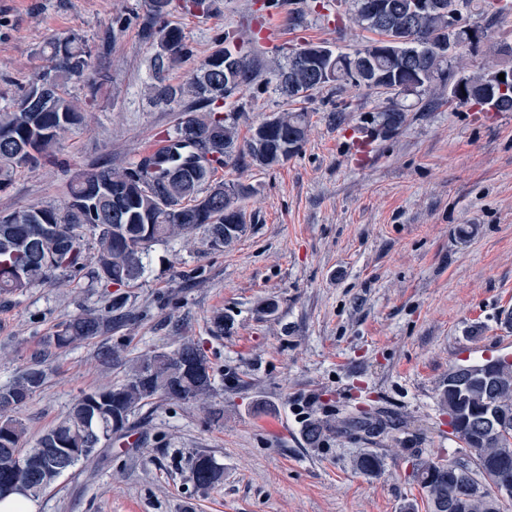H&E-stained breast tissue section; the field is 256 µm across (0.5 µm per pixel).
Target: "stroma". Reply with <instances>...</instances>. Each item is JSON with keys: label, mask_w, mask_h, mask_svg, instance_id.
Segmentation results:
<instances>
[{"label": "stroma", "mask_w": 512, "mask_h": 512, "mask_svg": "<svg viewBox=\"0 0 512 512\" xmlns=\"http://www.w3.org/2000/svg\"><path fill=\"white\" fill-rule=\"evenodd\" d=\"M215 6L178 16L192 54L171 82H184L224 34L263 62L309 42L349 52L372 38L352 0H279L266 40L252 31L257 0ZM147 12V0H0V106L41 70L39 48L53 36H82L110 75L97 95L72 89L87 123L62 142L71 170L128 165L175 121L147 92L157 51L142 32ZM294 13L304 16L296 29ZM469 23L485 35L463 55L468 71L511 66L498 49L512 44V14ZM239 103L243 137L290 107L261 76ZM383 104L373 90L327 86L304 103L310 127L298 155L272 169L225 167L224 181L252 188L242 202L247 233L221 250L200 237L153 246L149 274L126 291L133 317L112 334L66 350L44 345L81 309L109 305L111 293L88 282L0 296V384L36 361L46 372L19 412L29 441L82 393L124 379L123 366L100 361L104 343L130 359L192 337L214 367L212 403L224 411L216 422L154 400L129 436L36 498V512H400L423 498L412 478L418 459L466 457L439 387L451 365L512 356V112L435 104L379 139L369 166L354 167L331 115L361 125ZM65 191L56 166L20 169L0 186V212L58 203ZM196 266L201 278L184 281L181 271ZM267 300L277 305L270 315L260 310ZM217 311L227 322L220 336L210 328ZM375 412L389 421L386 434L334 432L315 447L304 439L310 419ZM365 450L384 460L376 476L355 467ZM199 452L224 467L223 483L206 492L189 469Z\"/></svg>", "instance_id": "stroma-1"}]
</instances>
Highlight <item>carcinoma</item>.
<instances>
[{
    "instance_id": "carcinoma-1",
    "label": "carcinoma",
    "mask_w": 512,
    "mask_h": 512,
    "mask_svg": "<svg viewBox=\"0 0 512 512\" xmlns=\"http://www.w3.org/2000/svg\"><path fill=\"white\" fill-rule=\"evenodd\" d=\"M356 22L379 35L352 53L308 43L271 69L268 83L285 98L305 100L328 85H350L388 94L386 105L370 121L379 136L402 128L410 106L399 97L414 95L421 107L448 98L459 105L479 102L498 112H512V95L499 92L503 68L491 63L477 74L463 65L469 25L461 22L460 45L448 54V0L419 14L414 0H353ZM144 27L154 38L153 99L177 112L164 131L163 146L123 167L110 163L71 172L59 160L64 137L84 120L81 101L69 93L82 85L96 94L108 81L107 71L92 59L79 36L72 34L41 46L42 71L0 112V184L18 169L45 163L61 167L67 191L59 204H31L0 212V296L21 294L35 285L61 279H87L117 289L103 309L87 308L61 324L44 339L58 350L112 333L122 325L127 298L120 290L137 286L148 271L152 245L205 234L213 250L230 247L247 231L241 201L251 187L217 178L231 163L247 161L262 169L277 167L296 156L306 141L305 111L274 113L239 139L242 112L224 111V103L251 89L255 59L231 49L224 39L182 84L165 72L191 54L183 27L169 20L179 10L206 13L213 0H148ZM458 76L464 91L452 88ZM45 372L30 367L0 385V500L8 495L35 498L59 475L48 448H76L72 467L84 465L97 451L125 435L130 420L155 399L196 404L220 420L224 410L210 404L215 389L211 362L188 336L174 351L147 350L128 361L125 379L83 393L67 413L32 446L17 411L43 386ZM512 422V360L500 357L455 364L448 369V388L440 405L458 419L455 437L469 450L452 461L428 458L415 464L414 481L428 512H502V500L512 494V426L486 430L481 415L487 404ZM338 428L334 421L313 420L303 435L318 444ZM26 463H21V457ZM366 475L383 468L382 460L366 451L355 462ZM195 486L208 491L224 479V468L205 453L191 460Z\"/></svg>"
}]
</instances>
